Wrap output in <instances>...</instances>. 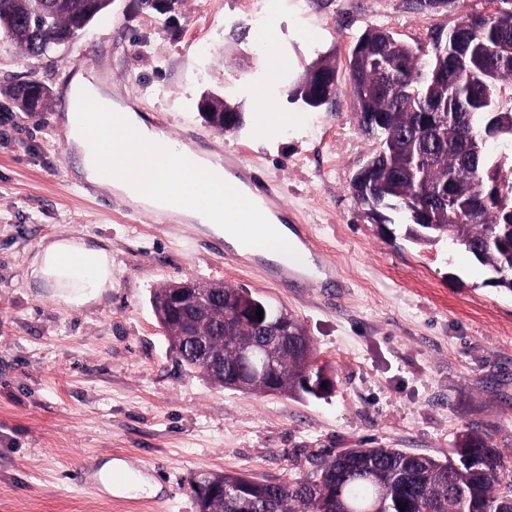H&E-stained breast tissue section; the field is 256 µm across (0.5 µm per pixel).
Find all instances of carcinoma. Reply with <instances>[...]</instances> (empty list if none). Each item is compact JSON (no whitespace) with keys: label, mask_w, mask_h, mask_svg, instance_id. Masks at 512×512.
<instances>
[{"label":"carcinoma","mask_w":512,"mask_h":512,"mask_svg":"<svg viewBox=\"0 0 512 512\" xmlns=\"http://www.w3.org/2000/svg\"><path fill=\"white\" fill-rule=\"evenodd\" d=\"M492 13L461 17L433 37L424 60L389 30L369 28L348 65L362 131L381 140L364 177L376 196L399 207L414 225L412 239H448L471 253L512 292V161L494 160L491 138L512 137V109L500 108L498 84H512V0ZM111 0H0V35L29 58L60 37L75 38ZM335 69L320 62L292 95L318 107L335 88ZM5 94L22 112L25 86ZM254 296L224 289V375L240 392L266 391L237 365L236 347L258 340L261 328L235 320L234 307ZM293 340L275 357L284 395L324 392V367L310 337L288 318ZM212 489L204 512H361L381 499L385 512H512V468L485 431L469 430L443 459L397 448H347L318 464L313 478L258 481L245 473L207 472ZM405 504V508L397 504Z\"/></svg>","instance_id":"carcinoma-1"}]
</instances>
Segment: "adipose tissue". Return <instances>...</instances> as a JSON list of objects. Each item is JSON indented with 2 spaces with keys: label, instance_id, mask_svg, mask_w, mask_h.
<instances>
[{
  "label": "adipose tissue",
  "instance_id": "adipose-tissue-1",
  "mask_svg": "<svg viewBox=\"0 0 512 512\" xmlns=\"http://www.w3.org/2000/svg\"><path fill=\"white\" fill-rule=\"evenodd\" d=\"M68 98L72 108L64 121L69 146L80 160L77 171L98 189L120 195L158 217L207 227L240 256L262 253L281 263L292 259L297 267H312L311 256L298 238L253 192L234 203L225 198V184L236 186L240 180L228 173L223 182L212 181L206 156L176 143L171 166L157 167L150 146L158 132L131 107L113 100L111 91L95 77L76 75ZM100 124L110 129L113 154L109 157L98 153L89 137ZM127 126L136 130L135 142L124 139ZM32 274L52 288L55 298L80 307L111 287L112 254L60 238L36 255Z\"/></svg>",
  "mask_w": 512,
  "mask_h": 512
}]
</instances>
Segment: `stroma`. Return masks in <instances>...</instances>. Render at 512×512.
<instances>
[{
    "mask_svg": "<svg viewBox=\"0 0 512 512\" xmlns=\"http://www.w3.org/2000/svg\"><path fill=\"white\" fill-rule=\"evenodd\" d=\"M488 0L423 12L413 0H112L65 49L24 57L0 39V84L32 78L50 91L23 112L0 94V512H197L200 472L260 480L306 477L347 448H399L443 457L468 428L491 433L512 465V292L447 242H411L407 222L366 217L351 183L380 149L362 132L347 81L366 29L432 51V35ZM279 33L290 60L275 90L281 133L253 125L221 133L203 95L254 109L263 77L254 18ZM327 57L335 93L321 107L290 98L306 68ZM107 81L148 124L175 141L237 160L257 174L283 224L325 280L240 257L197 224L155 222L76 173L62 123L75 72ZM80 238L112 253V286L76 308L31 274L40 247ZM243 288L291 313L311 337L330 392L300 398L231 391L172 350L151 296L186 278ZM125 461L156 493L110 495L92 474Z\"/></svg>",
    "mask_w": 512,
    "mask_h": 512,
    "instance_id": "obj_1",
    "label": "stroma"
}]
</instances>
